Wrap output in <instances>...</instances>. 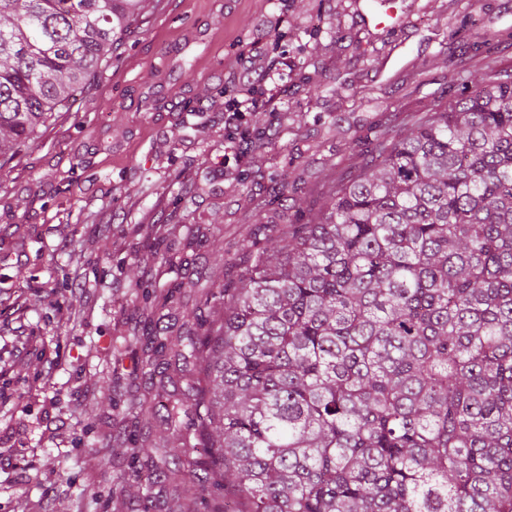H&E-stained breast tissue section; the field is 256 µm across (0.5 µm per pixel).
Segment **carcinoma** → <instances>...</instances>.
Listing matches in <instances>:
<instances>
[{"label": "carcinoma", "instance_id": "1", "mask_svg": "<svg viewBox=\"0 0 512 512\" xmlns=\"http://www.w3.org/2000/svg\"><path fill=\"white\" fill-rule=\"evenodd\" d=\"M144 0H0V172L70 111ZM268 127L240 138L245 154ZM146 236L192 249L200 224ZM136 301L147 429L100 442L177 508L210 512H512V71L383 128L365 163L288 242L259 254L224 316L184 287ZM130 490L112 475V500Z\"/></svg>", "mask_w": 512, "mask_h": 512}]
</instances>
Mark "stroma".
Instances as JSON below:
<instances>
[{
  "mask_svg": "<svg viewBox=\"0 0 512 512\" xmlns=\"http://www.w3.org/2000/svg\"><path fill=\"white\" fill-rule=\"evenodd\" d=\"M406 24L365 26L358 0H160L102 61L73 111L0 175V512H112L120 451L98 441L147 380L129 347L137 310L128 288L157 249L138 232L159 212L216 224L215 243L189 255L181 308L209 315L213 277L233 287L254 253L305 223L321 186L344 178L378 125L404 128L435 98L485 74L462 40L512 32V0H390ZM281 41L289 67L274 78L278 112L249 127L277 134L240 182L224 132V81L246 43ZM286 181L288 204L271 179ZM77 272L63 298L54 266ZM92 298L78 324L70 313ZM29 304L17 320V304ZM55 375L44 381L47 364Z\"/></svg>",
  "mask_w": 512,
  "mask_h": 512,
  "instance_id": "35a3bbf8",
  "label": "stroma"
}]
</instances>
